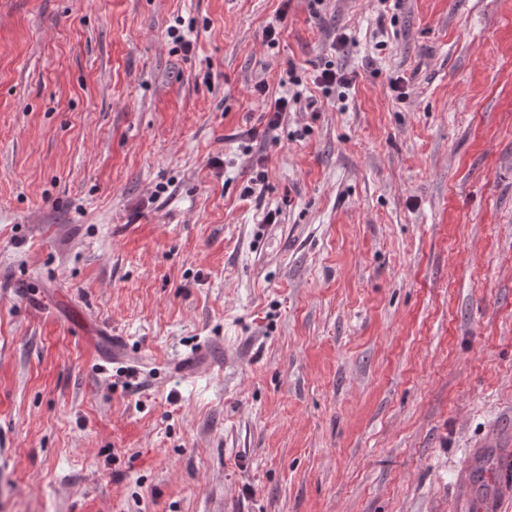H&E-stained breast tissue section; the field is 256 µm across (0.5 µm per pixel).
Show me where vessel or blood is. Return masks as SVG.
<instances>
[{
	"label": "vessel or blood",
	"instance_id": "b4317fda",
	"mask_svg": "<svg viewBox=\"0 0 512 512\" xmlns=\"http://www.w3.org/2000/svg\"><path fill=\"white\" fill-rule=\"evenodd\" d=\"M490 453L505 459L512 457V440L498 434L470 451L454 478L458 512H502L505 502L512 499V469L507 467L497 471L492 492L481 494L476 490L475 471Z\"/></svg>",
	"mask_w": 512,
	"mask_h": 512
}]
</instances>
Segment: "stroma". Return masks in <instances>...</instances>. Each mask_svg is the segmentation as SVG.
<instances>
[{
	"label": "stroma",
	"instance_id": "1",
	"mask_svg": "<svg viewBox=\"0 0 512 512\" xmlns=\"http://www.w3.org/2000/svg\"><path fill=\"white\" fill-rule=\"evenodd\" d=\"M495 433L512 0H0V512H456ZM313 77L312 82L317 88L324 89L325 92L335 89L338 101L345 99L346 90H349L353 83V77L341 68H336L332 61L325 63L323 69L317 71ZM302 102V95L299 92H292L288 95H280L271 99L267 106L268 122L267 125L270 129L278 128L284 121L288 111L290 112L294 107Z\"/></svg>",
	"mask_w": 512,
	"mask_h": 512
}]
</instances>
